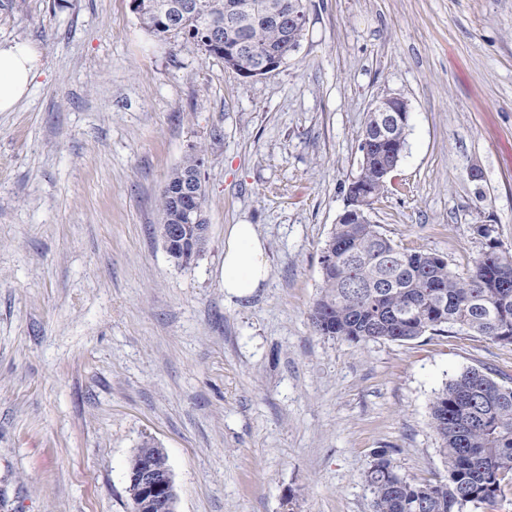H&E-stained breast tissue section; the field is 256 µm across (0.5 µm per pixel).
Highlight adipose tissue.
Instances as JSON below:
<instances>
[{"instance_id":"obj_1","label":"adipose tissue","mask_w":512,"mask_h":512,"mask_svg":"<svg viewBox=\"0 0 512 512\" xmlns=\"http://www.w3.org/2000/svg\"><path fill=\"white\" fill-rule=\"evenodd\" d=\"M43 68L37 43H0V112H11L27 97ZM269 265L264 241L253 225H232L224 240V292L245 298L267 280Z\"/></svg>"}]
</instances>
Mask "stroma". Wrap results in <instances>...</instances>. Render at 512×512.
Masks as SVG:
<instances>
[{
  "mask_svg": "<svg viewBox=\"0 0 512 512\" xmlns=\"http://www.w3.org/2000/svg\"><path fill=\"white\" fill-rule=\"evenodd\" d=\"M23 41L44 66L0 112V512H131L146 439L177 512H370L382 448L447 479L430 403L471 368L512 385V344H355L310 311L385 96L410 125L373 223L460 273L489 240L512 252V0H307L298 50L253 79L148 33L132 0H11L0 43ZM199 145L209 240L179 268L158 202ZM232 224L267 245L242 299L224 292Z\"/></svg>",
  "mask_w": 512,
  "mask_h": 512,
  "instance_id": "obj_1",
  "label": "stroma"
}]
</instances>
